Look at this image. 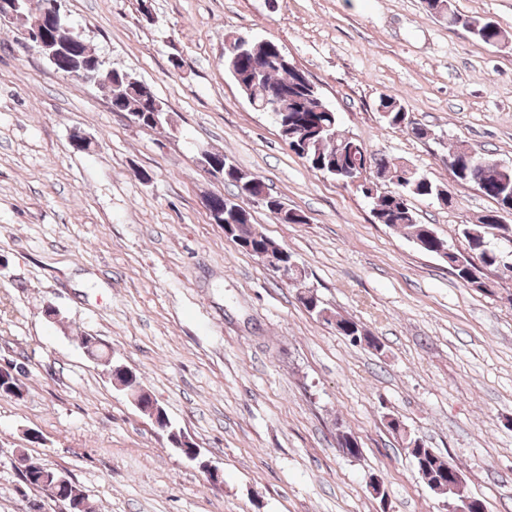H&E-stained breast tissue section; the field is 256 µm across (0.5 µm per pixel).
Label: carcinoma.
I'll return each instance as SVG.
<instances>
[{
  "label": "carcinoma",
  "mask_w": 512,
  "mask_h": 512,
  "mask_svg": "<svg viewBox=\"0 0 512 512\" xmlns=\"http://www.w3.org/2000/svg\"><path fill=\"white\" fill-rule=\"evenodd\" d=\"M445 5L443 18L448 24L459 22L473 28L471 35L479 42L494 46L500 42L501 30L485 23L484 18L476 17L464 22L452 8V0H434ZM235 38L225 39L224 66L231 72V77L239 91L261 104L267 99L278 103L279 111L272 113L275 126L283 139L288 141L289 149L305 161L312 170L326 174L336 180L343 178L342 172L356 165H368L376 170L379 178L396 186V190L381 192L370 196L372 212L377 221L400 231L423 252L436 255L448 241L441 237L428 224L418 222L416 213L410 204L412 198H431L444 205L452 204L448 191L433 182L418 169L407 171V176L400 175L401 162L370 155L363 144L353 137L338 130V116L333 110H318L314 95L318 91L312 84L303 81L294 71L281 63L275 52L276 42L256 41L246 48V53L235 59L229 45ZM102 92L112 100L118 111L139 116L140 126L156 128L173 122L169 112L154 114L151 112L153 98L141 92L131 93L126 85L112 81L103 87ZM380 118L394 128H410L417 138H426L429 131L418 126H409L407 112L403 105L393 96L385 95L380 100ZM304 122L308 128V140L294 144L288 140V125ZM224 161L230 169L224 173V183L235 188L230 195L217 194L212 197V207L219 211L234 204V200L250 197L258 200L270 211L281 224H302L303 217L299 211L285 205L280 197L273 195L267 185L260 179L243 172L229 157ZM448 163L454 177L463 183L472 184L485 196L496 203V209L479 217L474 224L461 225V234L468 242L469 250L478 257L486 269L504 268L512 271V262L504 259L501 251L491 245V240L498 237H512L511 224H499L496 221L500 210H512V170L499 169L489 158L477 153L464 144L457 145L448 153ZM230 238L239 242L242 249L254 252L271 249L280 251L286 257H292L288 250L256 231L251 219H236ZM449 267L464 284L476 292L486 293L490 285L474 278L469 270V259L462 253H455ZM414 460L419 464L433 466L441 455L425 442L415 448ZM23 480L39 489H44L41 481L42 465L24 457Z\"/></svg>",
  "instance_id": "obj_1"
}]
</instances>
